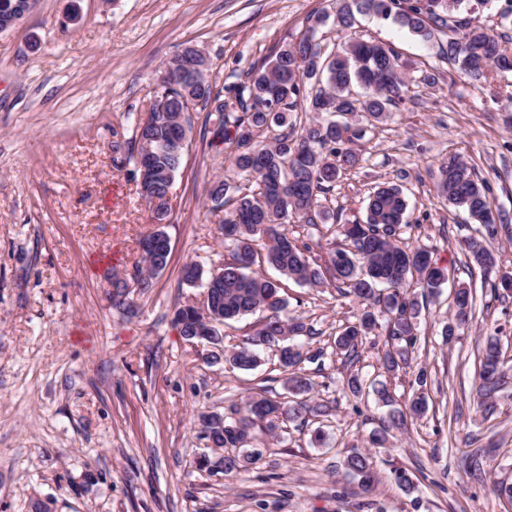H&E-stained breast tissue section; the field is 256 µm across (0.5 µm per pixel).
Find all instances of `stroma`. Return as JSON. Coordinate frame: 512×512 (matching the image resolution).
Here are the masks:
<instances>
[{
  "label": "stroma",
  "instance_id": "obj_1",
  "mask_svg": "<svg viewBox=\"0 0 512 512\" xmlns=\"http://www.w3.org/2000/svg\"><path fill=\"white\" fill-rule=\"evenodd\" d=\"M334 0H34L0 32V512H512L493 491L512 483V298L469 272V218L439 198L437 168L451 155L473 165L512 225V73L475 82L393 19L327 22L328 48L353 39L392 48L412 70L439 82L412 83L391 119L369 130L359 163L323 195L338 223L363 221L385 182L409 200L402 237L428 247L449 280L423 298L413 372L392 379L396 407L426 369L428 410L409 420L388 450H374L377 483L362 491L342 467L366 448L385 410L374 395L342 390L348 370L334 340L360 308L333 284L283 281L286 316L315 329L304 369L329 416L282 423L261 459L237 473L200 468L202 413L224 415L266 391L287 400L274 350L251 371L211 361L206 345L174 324L201 288L182 280L229 258L207 193L229 164L206 112L191 114L190 151L172 192L167 223L155 224L128 160L137 118L147 112L164 64L184 45L206 54L216 86L228 87L270 59ZM164 231L169 263L148 292L118 303L115 274H133L144 235ZM470 288L475 312L454 342L442 334L452 294ZM499 336L509 378L496 412L477 410L475 359ZM488 447L484 479L470 477V445ZM406 471L416 482L405 491Z\"/></svg>",
  "mask_w": 512,
  "mask_h": 512
}]
</instances>
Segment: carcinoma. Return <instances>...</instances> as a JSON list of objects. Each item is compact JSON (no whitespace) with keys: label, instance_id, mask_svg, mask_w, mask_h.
I'll list each match as a JSON object with an SVG mask.
<instances>
[{"label":"carcinoma","instance_id":"carcinoma-1","mask_svg":"<svg viewBox=\"0 0 512 512\" xmlns=\"http://www.w3.org/2000/svg\"><path fill=\"white\" fill-rule=\"evenodd\" d=\"M466 0H336V25L353 28L357 15L393 18L412 34L426 40L441 34L440 52L448 64L472 81L484 78L493 67L512 72V55L503 48L498 36L482 26L472 13L489 0H476L463 15ZM327 17L287 41L270 59L252 68L244 82L233 87L232 99H224L223 90H213L207 78L209 68L186 75L184 93L167 95L168 109L156 113L154 123L142 135L135 136L137 153L149 148L160 179L154 191L145 196L148 204L161 213L172 214L166 193L181 170L187 145L179 122L182 100L195 98L209 108L218 102L216 112L207 117L218 120L217 134L224 145V155L231 160L236 178L219 180L208 194L209 210L220 218L224 238L233 245L232 260L220 262L224 284L213 289L224 308V321L236 320L258 310L269 312L263 326L247 337L243 346L224 356L242 370L258 364L257 348L277 345L289 337L312 336L314 332L299 319L284 320L286 307L280 284L253 269L258 257L257 243L269 241L265 261L282 277L318 287L326 277L334 286L362 305L356 321L342 326L335 345L349 362L359 357L363 336L376 326L375 312L385 316L386 341L378 350L380 368L396 376L409 368L410 349L417 341L420 302L413 287L431 293L448 280V271L436 266L430 251L404 241L398 231L407 225V200L403 186L378 185L369 195L366 217L351 226L331 224L326 228L330 245L328 261L321 266L310 257L312 246L289 237L288 224H325L335 216L322 209L321 195L339 179L342 171L355 166L359 155L354 148L368 128L391 117L404 103L409 85L414 81L406 64L392 49L373 41L353 40L339 51L318 56V29ZM363 90L361 97L353 89ZM313 113L305 121L293 120L296 112ZM271 132V139L263 134ZM438 195L445 203L466 212L478 224L479 236L465 241L466 267L489 274L497 267L496 254L489 244L502 234L504 225L492 217L490 188L462 158L452 155L441 162L437 177ZM132 276L135 287L146 292L156 274L162 271L154 259L144 260ZM464 300L454 306L453 315L443 328L451 340L456 331L469 323L475 299L471 290L461 288ZM280 358L288 372L286 386L292 400L284 404L262 393L251 396L245 409L224 418V447L235 452L224 456V472H237L244 464L259 458L249 451L256 420L264 421L267 435L276 438L279 421L305 422L307 415H325L329 407L312 403L313 383L303 364L314 355H305L300 344L281 347ZM502 351L499 337L485 338L479 358V408L485 415L495 411L497 392L502 386ZM418 392L403 409H394L371 430L367 442L385 449L401 430L407 418L424 414L428 403L424 395L427 372L415 374ZM343 390L358 398L372 388L378 399L392 405L393 396L386 383L367 381L353 372L342 382ZM488 449L476 448L467 455V469L477 478L482 474L483 457ZM348 473L359 479L362 488L372 489L375 482L371 454L358 449L343 461Z\"/></svg>","mask_w":512,"mask_h":512}]
</instances>
